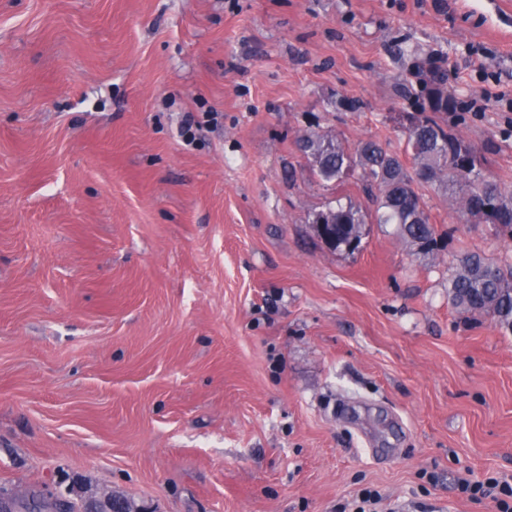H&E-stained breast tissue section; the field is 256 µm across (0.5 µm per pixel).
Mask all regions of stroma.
Returning <instances> with one entry per match:
<instances>
[{"label": "stroma", "instance_id": "stroma-1", "mask_svg": "<svg viewBox=\"0 0 512 512\" xmlns=\"http://www.w3.org/2000/svg\"><path fill=\"white\" fill-rule=\"evenodd\" d=\"M432 58L512 192V0H0V496L498 512L460 483L512 478V330L448 287L512 238L421 183L417 250L298 147L403 151ZM360 208L350 204L347 207H338L336 210L329 209L327 212L318 213L313 224H316L318 236L333 249L345 248L355 250L361 239V224H363ZM320 224H334V240L327 242L320 230V227L326 229V226ZM320 226V227H319ZM381 501L379 491L367 487L361 489L351 503L338 506L336 512H379ZM348 506H353V510H346Z\"/></svg>", "mask_w": 512, "mask_h": 512}]
</instances>
